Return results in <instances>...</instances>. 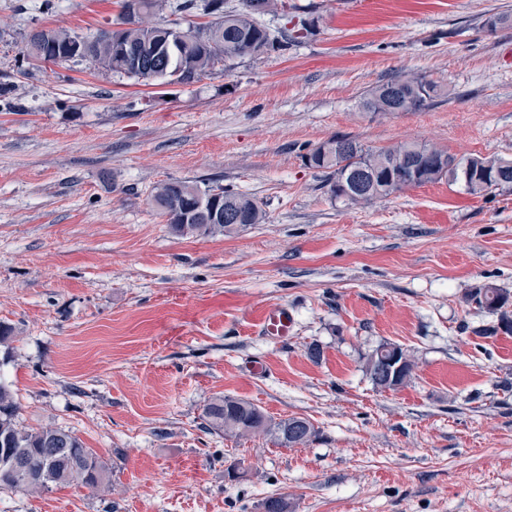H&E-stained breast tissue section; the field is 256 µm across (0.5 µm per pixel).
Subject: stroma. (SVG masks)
<instances>
[{
    "label": "stroma",
    "instance_id": "stroma-1",
    "mask_svg": "<svg viewBox=\"0 0 512 512\" xmlns=\"http://www.w3.org/2000/svg\"><path fill=\"white\" fill-rule=\"evenodd\" d=\"M288 2L313 35L185 86L28 70L31 33L96 35L121 2L0 0V379L22 426L75 433L110 476L0 492V512H512V335L483 336L495 317L464 300L512 292V190L444 179L359 207L303 161L336 135L512 159V28H481L512 0ZM407 73L447 99L362 111ZM176 180L248 193L266 220L176 236L152 201ZM274 304L284 341L249 319ZM386 342L414 370L382 391L364 364ZM218 396L318 435L206 430Z\"/></svg>",
    "mask_w": 512,
    "mask_h": 512
}]
</instances>
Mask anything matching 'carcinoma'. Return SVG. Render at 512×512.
I'll list each match as a JSON object with an SVG mask.
<instances>
[{
  "label": "carcinoma",
  "mask_w": 512,
  "mask_h": 512,
  "mask_svg": "<svg viewBox=\"0 0 512 512\" xmlns=\"http://www.w3.org/2000/svg\"><path fill=\"white\" fill-rule=\"evenodd\" d=\"M252 0H241L238 10H226L224 0H123L121 26L96 37H81L66 29L40 30L24 44L23 56L31 63L56 64L74 59L90 62L97 68L130 78L152 80L170 78L192 84L212 72L217 64H235L245 57L269 52L284 53L301 39L313 34L318 19H302L293 27L271 30L261 17L288 15L286 0H261L254 11ZM200 8L215 19L206 25L192 26L195 37L181 38V29L162 25L160 14L189 12ZM512 28V16L496 14L484 20L483 29L495 32ZM139 49L147 64L157 68L139 72L127 66L125 49ZM448 96L439 83L417 75H400L375 86L362 99L367 112H397L401 102L409 103L406 112L435 105ZM348 146L345 154L334 145ZM499 157L478 154L457 157L436 146L400 142L379 149L366 148L347 136H333L306 154L305 163L326 173V185L334 198L351 205L365 206L386 199L396 190L380 181L386 175L402 172L408 185L420 186L444 178L463 183L468 194L486 195L492 189H512V164L498 167ZM198 197L213 201L239 215L242 224H262L266 213L254 197L222 186L201 188L186 181L163 182L155 187L153 201L171 232L182 237H217L226 226L213 222L207 210L191 213L186 199ZM469 304L496 317L497 325L478 332L492 336L512 334V293L493 283L473 288L465 295ZM397 352L393 375L378 357L386 348ZM414 364L398 345L383 343L367 358L366 373L379 389H395L412 376ZM205 429L231 437L263 434L284 447L304 445L315 435L312 423L303 417L274 420L257 405L230 396H220L204 409ZM22 454L28 475L14 477L4 470L6 462ZM106 480V468L98 454L85 446L74 433L53 426L28 430L17 422V404L9 386L0 379V490L44 491L71 484L97 489Z\"/></svg>",
  "instance_id": "1"
}]
</instances>
